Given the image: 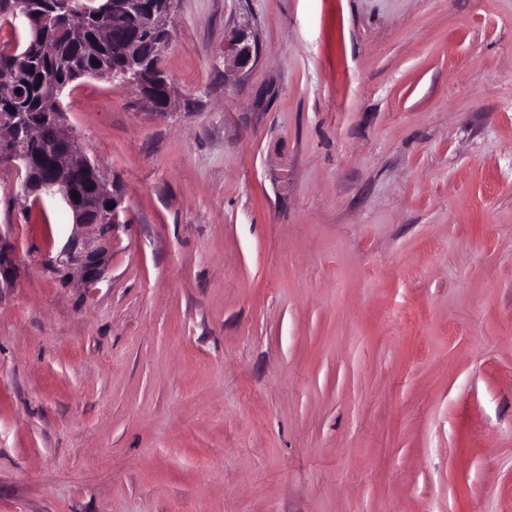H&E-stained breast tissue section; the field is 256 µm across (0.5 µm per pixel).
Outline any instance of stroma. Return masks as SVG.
Segmentation results:
<instances>
[{"label":"stroma","mask_w":512,"mask_h":512,"mask_svg":"<svg viewBox=\"0 0 512 512\" xmlns=\"http://www.w3.org/2000/svg\"><path fill=\"white\" fill-rule=\"evenodd\" d=\"M249 27L257 57L224 62ZM172 115L75 82L95 288L0 231V512H512V0H177ZM15 267L14 247L0 232V297L4 289L12 287Z\"/></svg>","instance_id":"stroma-1"}]
</instances>
